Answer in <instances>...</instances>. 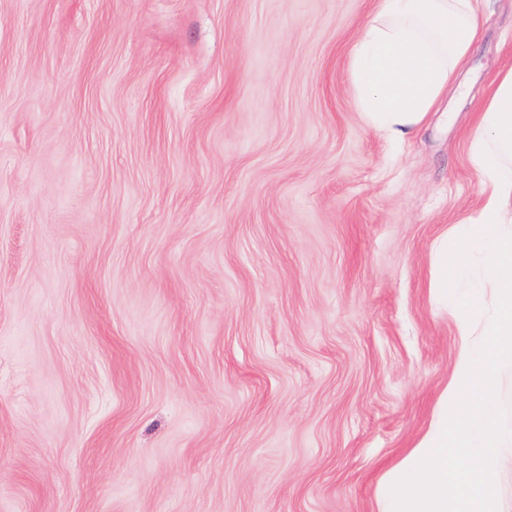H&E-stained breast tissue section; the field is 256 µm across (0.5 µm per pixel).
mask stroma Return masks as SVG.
Returning a JSON list of instances; mask_svg holds the SVG:
<instances>
[{"mask_svg": "<svg viewBox=\"0 0 512 512\" xmlns=\"http://www.w3.org/2000/svg\"><path fill=\"white\" fill-rule=\"evenodd\" d=\"M380 0H0V512H378L456 358L512 0L395 144L349 67Z\"/></svg>", "mask_w": 512, "mask_h": 512, "instance_id": "stroma-1", "label": "stroma"}]
</instances>
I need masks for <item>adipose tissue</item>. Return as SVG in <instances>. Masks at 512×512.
Instances as JSON below:
<instances>
[{
	"label": "adipose tissue",
	"instance_id": "ef3b65f1",
	"mask_svg": "<svg viewBox=\"0 0 512 512\" xmlns=\"http://www.w3.org/2000/svg\"><path fill=\"white\" fill-rule=\"evenodd\" d=\"M484 0H383L361 29L350 67L363 121L402 142L425 126L476 43ZM469 155L479 206L437 240L436 304L485 311L456 324V363L426 433L380 480L379 512H512L498 478L512 474V432L491 380L512 367V66L478 107Z\"/></svg>",
	"mask_w": 512,
	"mask_h": 512
}]
</instances>
